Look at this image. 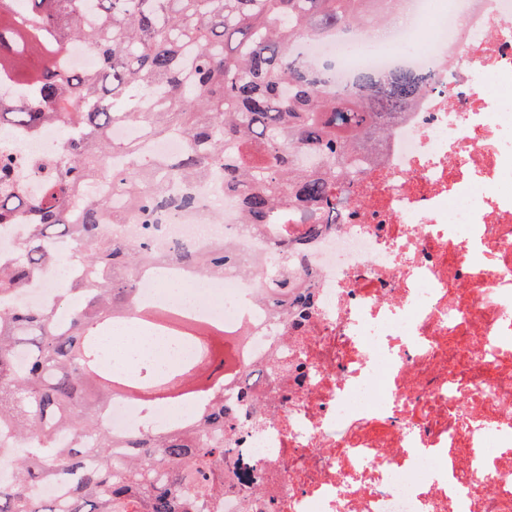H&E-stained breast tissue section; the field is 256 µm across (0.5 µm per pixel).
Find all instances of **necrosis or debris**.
<instances>
[{
  "label": "necrosis or debris",
  "mask_w": 512,
  "mask_h": 512,
  "mask_svg": "<svg viewBox=\"0 0 512 512\" xmlns=\"http://www.w3.org/2000/svg\"><path fill=\"white\" fill-rule=\"evenodd\" d=\"M298 49L335 61L337 85L364 69L422 67L433 83L386 126L336 216L306 242L300 283L308 317L287 312L278 281L246 259L288 267L266 229L246 231L234 200L195 185L198 210L152 218L155 261L138 273L139 306L224 330L235 366L224 399L259 369L255 401L231 437L235 471L223 512H512V0H399L368 39L327 33ZM10 152L28 164L20 187L41 190L37 161L60 157L57 123L11 128ZM110 137L137 141L162 162L185 138L115 121ZM231 244L237 263L203 276L167 259L172 242ZM44 264L13 306L55 303L82 273ZM176 348L114 373L162 375L192 360L199 341L178 328ZM189 402L112 398L102 418L118 435L187 422Z\"/></svg>",
  "instance_id": "necrosis-or-debris-1"
}]
</instances>
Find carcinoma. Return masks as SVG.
Masks as SVG:
<instances>
[{
	"label": "carcinoma",
	"mask_w": 512,
	"mask_h": 512,
	"mask_svg": "<svg viewBox=\"0 0 512 512\" xmlns=\"http://www.w3.org/2000/svg\"><path fill=\"white\" fill-rule=\"evenodd\" d=\"M0 0V74L31 86L13 108L0 107V129L38 130L56 120L66 131L64 161L48 170L41 195L28 207L31 233L17 255L0 259V432L30 444L0 465V512H200L224 493V463L235 448L224 426L253 402L241 392L224 404V336L216 334L215 361L197 370L196 384L142 397L195 400L194 419L160 433L116 436L98 415L114 395L152 389L157 382L105 370L96 338L113 316L136 303L134 273L150 266V228L130 245L101 235L110 200L89 193L102 176L128 194L130 207L112 223L144 222L165 209L195 210L191 189L214 172L217 190L231 195L241 223L281 224L294 214L296 240L320 230L336 210V192L355 174L348 156L379 137L382 125L411 107L432 82L427 70L366 69L339 88L333 65L313 67L293 53L304 37L368 20L365 0ZM75 42L95 45L94 72L68 69ZM46 62L27 72L16 67L29 49ZM81 101L80 112L68 107ZM118 119L143 121L157 135L183 134L180 158L149 169L105 167L114 154L137 155L134 144L113 142ZM17 162L0 153V225L11 224L23 201ZM83 248L90 275L60 289L58 305L78 297L65 330L55 308L19 309L9 297L27 288L46 262ZM171 256L204 275L224 273V247ZM67 431L63 444L58 435ZM66 484L54 502L35 486Z\"/></svg>",
	"instance_id": "carcinoma-1"
}]
</instances>
